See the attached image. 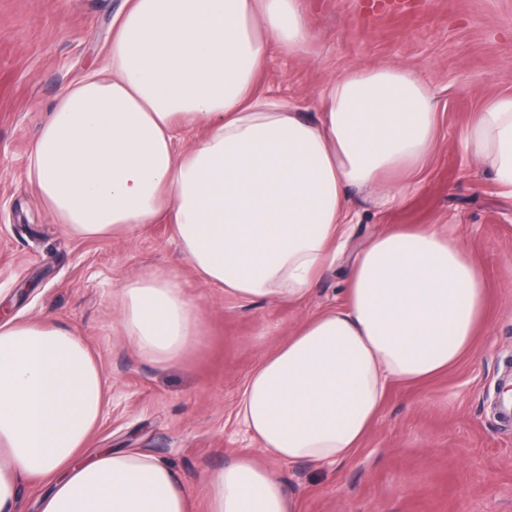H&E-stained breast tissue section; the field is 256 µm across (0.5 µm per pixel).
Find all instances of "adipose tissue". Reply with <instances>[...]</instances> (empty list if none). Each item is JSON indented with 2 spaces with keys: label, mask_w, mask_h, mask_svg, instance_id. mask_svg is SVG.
<instances>
[{
  "label": "adipose tissue",
  "mask_w": 512,
  "mask_h": 512,
  "mask_svg": "<svg viewBox=\"0 0 512 512\" xmlns=\"http://www.w3.org/2000/svg\"><path fill=\"white\" fill-rule=\"evenodd\" d=\"M312 41L303 0H126L107 66L68 85L40 129L39 204L78 238L172 225L203 285L303 300L346 247L353 192L394 205L437 142L429 87L402 66L348 68L313 118L256 94L272 51L302 56ZM461 140L512 196V94L488 99ZM116 299L124 336L155 367L182 362L202 334L201 308L165 272L128 279ZM485 319L476 259L447 225L384 230L355 253L343 303L263 355L240 422L275 460L344 463L390 386L457 365ZM106 388L71 327L0 321V512H20L26 483L46 488L39 512H192L166 462L90 448ZM206 484L209 512H296L277 474L246 455Z\"/></svg>",
  "instance_id": "ef3b65f1"
}]
</instances>
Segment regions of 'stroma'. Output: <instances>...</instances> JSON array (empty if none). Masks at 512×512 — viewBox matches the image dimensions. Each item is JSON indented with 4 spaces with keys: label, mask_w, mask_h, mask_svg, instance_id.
<instances>
[{
    "label": "stroma",
    "mask_w": 512,
    "mask_h": 512,
    "mask_svg": "<svg viewBox=\"0 0 512 512\" xmlns=\"http://www.w3.org/2000/svg\"><path fill=\"white\" fill-rule=\"evenodd\" d=\"M123 0H0V310L75 329L108 381L90 445L136 448L172 464L208 512L204 476L264 453L237 419L261 356L308 317L342 303L347 261L330 267L303 304L225 297L200 284L169 225L131 239L81 240L37 204L28 179L39 130L62 88L100 67ZM309 55L273 54L261 90L314 116L311 101L359 65L396 64L428 84L437 148L415 189L381 209L355 196L354 245L401 224H444L478 257L488 323L471 358L429 381L392 385L358 452L323 466L273 468L301 495L298 512H512V431L496 418L512 365V197L477 169L460 136L494 94L512 93V0H304ZM150 270L176 274L204 318L196 347L159 369L118 329L115 292Z\"/></svg>",
    "instance_id": "35a3bbf8"
}]
</instances>
